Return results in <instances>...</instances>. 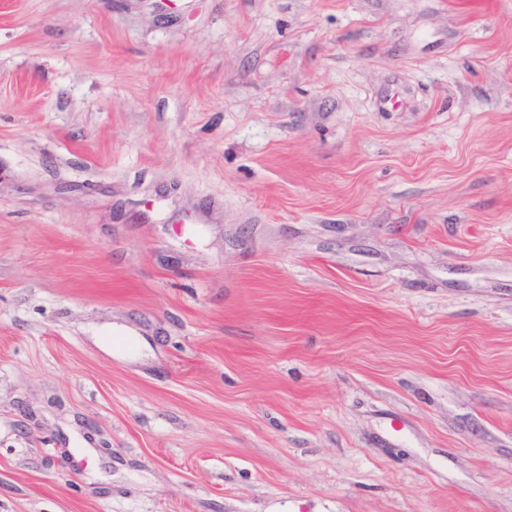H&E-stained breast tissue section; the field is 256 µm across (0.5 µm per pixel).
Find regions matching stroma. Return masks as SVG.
<instances>
[{
  "label": "stroma",
  "mask_w": 512,
  "mask_h": 512,
  "mask_svg": "<svg viewBox=\"0 0 512 512\" xmlns=\"http://www.w3.org/2000/svg\"><path fill=\"white\" fill-rule=\"evenodd\" d=\"M0 512H512V0H0Z\"/></svg>",
  "instance_id": "1"
}]
</instances>
